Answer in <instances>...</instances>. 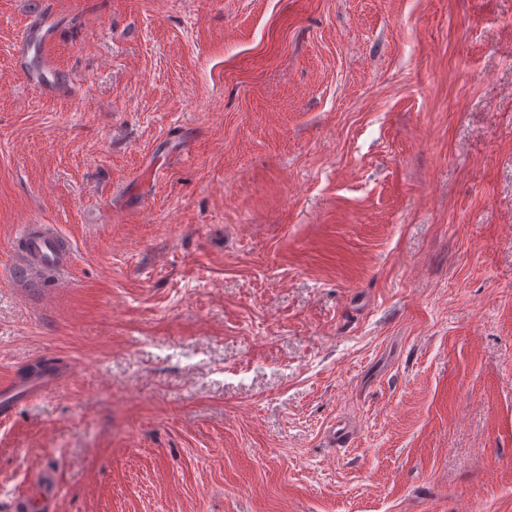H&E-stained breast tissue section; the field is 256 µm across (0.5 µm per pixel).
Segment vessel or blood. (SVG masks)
<instances>
[{"mask_svg":"<svg viewBox=\"0 0 512 512\" xmlns=\"http://www.w3.org/2000/svg\"><path fill=\"white\" fill-rule=\"evenodd\" d=\"M55 21L50 14L36 12L26 38L16 48V68L26 83L49 95L64 93L67 84L57 68L53 55ZM24 248L19 256L22 269L33 274L67 270L71 249L52 224H26L18 233ZM54 377L40 378L18 385L12 378L0 379V419H9L13 404L23 397L42 392L52 386ZM55 487L49 475H42L38 490L17 499L12 512H54Z\"/></svg>","mask_w":512,"mask_h":512,"instance_id":"1","label":"vessel or blood"}]
</instances>
